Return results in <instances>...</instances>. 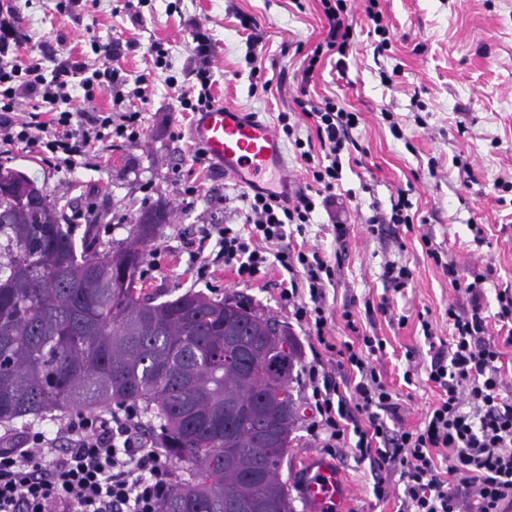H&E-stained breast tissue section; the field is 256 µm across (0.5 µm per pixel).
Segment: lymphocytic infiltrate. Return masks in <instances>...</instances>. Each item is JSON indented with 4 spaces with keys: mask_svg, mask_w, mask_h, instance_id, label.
I'll return each mask as SVG.
<instances>
[{
    "mask_svg": "<svg viewBox=\"0 0 512 512\" xmlns=\"http://www.w3.org/2000/svg\"><path fill=\"white\" fill-rule=\"evenodd\" d=\"M321 2L328 31L308 61L312 69L324 52L344 54L353 39L347 0ZM14 17V11L0 12V143L34 149L46 162L72 169L89 165L116 140L138 136L140 112L91 107L119 76L106 64L117 57L115 46L91 41L96 62L71 59L48 77L36 55L18 60L28 37ZM76 98L82 108L58 109V102ZM296 104L313 119L326 151V164L310 169L312 180L332 192L358 116L330 98ZM246 203L243 227L202 226L196 275L209 270L204 252L210 247L242 283L272 261L290 274L281 299L293 319L354 375L343 389L329 379L324 363L303 368L301 382L315 410L308 425L313 440L326 452L351 447L358 459L373 460L383 472L374 484L377 498L390 495L386 472L399 473L404 490L398 512H512V397L505 393L501 353L487 335L482 288L467 285L470 311L449 309L450 342L435 352L427 372L440 398L422 426L402 428L396 396L372 363L384 350L382 340L363 336L355 344H329L324 288L332 268L318 250L283 245L288 226L309 223L315 200L303 193L291 204L259 190ZM172 478L161 451L145 443L131 406L107 417L72 416L51 433L0 434V512H161Z\"/></svg>",
    "mask_w": 512,
    "mask_h": 512,
    "instance_id": "1",
    "label": "lymphocytic infiltrate"
}]
</instances>
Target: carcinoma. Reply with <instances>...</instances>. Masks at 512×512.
Masks as SVG:
<instances>
[{"label":"carcinoma","mask_w":512,"mask_h":512,"mask_svg":"<svg viewBox=\"0 0 512 512\" xmlns=\"http://www.w3.org/2000/svg\"><path fill=\"white\" fill-rule=\"evenodd\" d=\"M168 215L118 246H81L36 182L0 164V426L133 404L179 472L162 512H293L284 457L297 420L293 345L236 300L158 301L141 268Z\"/></svg>","instance_id":"obj_1"}]
</instances>
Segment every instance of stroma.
Masks as SVG:
<instances>
[{
  "label": "stroma",
  "instance_id": "1",
  "mask_svg": "<svg viewBox=\"0 0 512 512\" xmlns=\"http://www.w3.org/2000/svg\"><path fill=\"white\" fill-rule=\"evenodd\" d=\"M55 3L0 0L14 7L30 49L47 69L89 55L90 39L118 45V94L101 95L95 105L142 114L139 139L117 143L91 168L57 169L29 148L0 151L1 164L36 180L74 237H82L90 210L120 240L141 210L166 209L169 220L146 251L151 273L143 277L144 287L162 297L191 289L218 298L244 296L287 327L300 350L299 365L319 358L332 367L336 382L351 381V373L335 368L330 353L292 319L280 298L290 276L280 266H268L247 285L227 270L193 277L191 244L200 226L243 224L248 190L222 167L204 170L194 162L193 117L182 112L178 89L195 85L199 69L208 68L214 99L271 124L279 113H289L303 139L315 137L316 130L297 98H334L359 118L340 156L336 199L317 204L310 223L289 229L284 241L293 251L320 248L333 268L325 289L329 336L337 344L359 335L382 339L385 350L374 365L402 406L405 428H414L438 398L427 379L434 351L424 334L448 340V308L469 311L463 287L480 275L488 332L512 378V346L505 344L496 317L498 293L512 291V0H378L390 29L383 48L364 0H350V48L344 59L324 57L307 82L303 72L328 29L320 0H100L97 9L79 4L63 13ZM244 16L252 19V29L242 27ZM197 31L209 38L204 58L194 51ZM251 34L261 39L256 78L245 61ZM155 44L166 49L168 70L155 68L149 53ZM171 76L176 85L168 84ZM142 80L148 88L141 100L133 90ZM386 111L392 121L383 119ZM189 185L195 194H184ZM402 193L411 203L409 227L389 221ZM337 224L347 229L340 239L333 231ZM392 262L413 273L403 290L383 277ZM448 262L457 265L458 284L443 269ZM384 300L389 307L383 311ZM346 310L352 322L343 319ZM293 390L299 421L282 478L294 512H306L299 492L302 464L323 450L307 433L314 411L301 384ZM334 460L349 488L347 512H398V475H390V496L380 500L369 462L347 448L337 449Z\"/></svg>",
  "mask_w": 512,
  "mask_h": 512
}]
</instances>
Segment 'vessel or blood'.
<instances>
[{
    "mask_svg": "<svg viewBox=\"0 0 512 512\" xmlns=\"http://www.w3.org/2000/svg\"><path fill=\"white\" fill-rule=\"evenodd\" d=\"M191 140L245 186L255 185L268 171L283 170V145L272 127L220 102L197 113ZM304 468L300 489L307 512H341L345 483L335 463L310 458Z\"/></svg>",
    "mask_w": 512,
    "mask_h": 512,
    "instance_id": "b4317fda",
    "label": "vessel or blood"
}]
</instances>
